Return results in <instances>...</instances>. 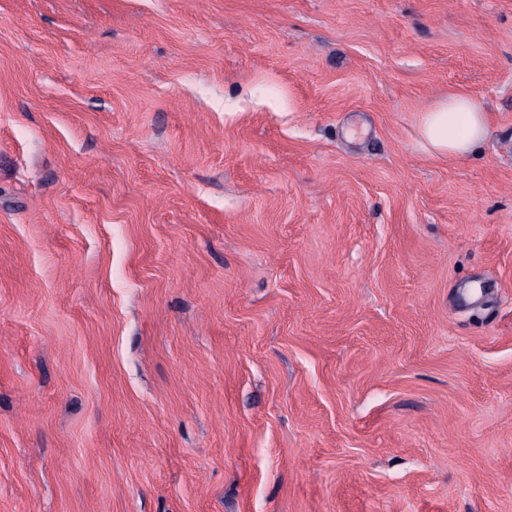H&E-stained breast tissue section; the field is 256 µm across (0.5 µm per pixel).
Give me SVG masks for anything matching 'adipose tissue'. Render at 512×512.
<instances>
[{
	"instance_id": "obj_1",
	"label": "adipose tissue",
	"mask_w": 512,
	"mask_h": 512,
	"mask_svg": "<svg viewBox=\"0 0 512 512\" xmlns=\"http://www.w3.org/2000/svg\"><path fill=\"white\" fill-rule=\"evenodd\" d=\"M419 130L432 155L462 159L477 154L485 145L490 116L474 96L452 92L423 112Z\"/></svg>"
}]
</instances>
